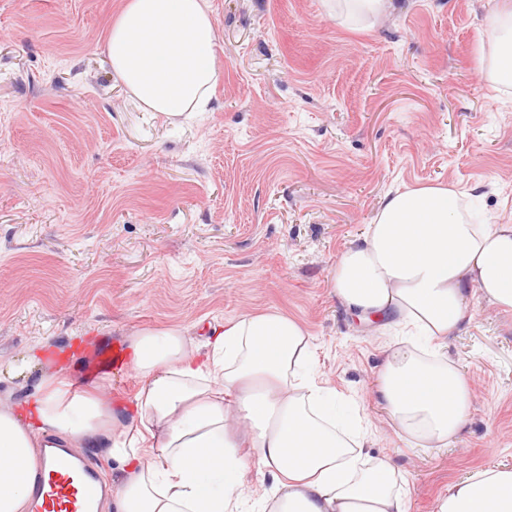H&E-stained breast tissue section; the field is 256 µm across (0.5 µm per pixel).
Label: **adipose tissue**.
<instances>
[{
  "label": "adipose tissue",
  "mask_w": 512,
  "mask_h": 512,
  "mask_svg": "<svg viewBox=\"0 0 512 512\" xmlns=\"http://www.w3.org/2000/svg\"><path fill=\"white\" fill-rule=\"evenodd\" d=\"M493 84L512 86V0L486 18ZM207 0H125L105 49L145 111L169 119L202 111L218 84ZM336 297L364 319L396 316L413 334L391 347L376 381L395 431L444 447L463 431L471 387L446 352L473 294L512 310V224H475L453 186L388 194L360 241L330 269ZM133 391L103 373L76 383L65 358L32 350L0 375L41 366L36 391L0 402V512H28L45 477L41 451L101 443L114 512H242L250 472L270 477L254 512H407L406 480L366 451V435L319 381L314 346L271 309L213 328L196 345L175 324L131 336ZM434 512H512V470L453 484Z\"/></svg>",
  "instance_id": "adipose-tissue-1"
}]
</instances>
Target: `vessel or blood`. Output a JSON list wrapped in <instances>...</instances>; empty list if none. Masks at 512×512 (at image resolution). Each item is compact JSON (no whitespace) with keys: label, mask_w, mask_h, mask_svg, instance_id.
I'll use <instances>...</instances> for the list:
<instances>
[{"label":"vessel or blood","mask_w":512,"mask_h":512,"mask_svg":"<svg viewBox=\"0 0 512 512\" xmlns=\"http://www.w3.org/2000/svg\"><path fill=\"white\" fill-rule=\"evenodd\" d=\"M45 496L36 497L34 512H94L107 489L86 456L71 448L51 449Z\"/></svg>","instance_id":"vessel-or-blood-1"}]
</instances>
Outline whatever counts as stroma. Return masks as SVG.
I'll return each mask as SVG.
<instances>
[{
    "label": "stroma",
    "mask_w": 512,
    "mask_h": 512,
    "mask_svg": "<svg viewBox=\"0 0 512 512\" xmlns=\"http://www.w3.org/2000/svg\"><path fill=\"white\" fill-rule=\"evenodd\" d=\"M124 0H0V362L88 357L131 332L277 309L313 338L319 377L363 418L371 455L433 512L467 476L512 469V312L481 296L448 355L472 380L445 448H413L375 382L400 329L345 309L329 270L387 193L479 187L512 224V87L474 66L500 0H391L342 24L330 0H208L220 78L188 122L143 110L105 35Z\"/></svg>",
    "instance_id": "1"
}]
</instances>
